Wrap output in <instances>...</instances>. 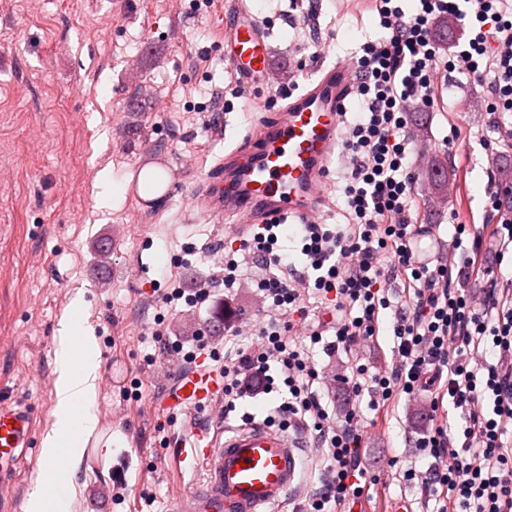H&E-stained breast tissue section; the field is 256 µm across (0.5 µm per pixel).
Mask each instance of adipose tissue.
<instances>
[{
	"mask_svg": "<svg viewBox=\"0 0 512 512\" xmlns=\"http://www.w3.org/2000/svg\"><path fill=\"white\" fill-rule=\"evenodd\" d=\"M54 380L55 421L42 443V458L57 463L53 476L71 486V466L77 465L82 448L98 428L94 403L96 397V346L87 343L81 362H74L71 338L62 334L57 351Z\"/></svg>",
	"mask_w": 512,
	"mask_h": 512,
	"instance_id": "adipose-tissue-1",
	"label": "adipose tissue"
}]
</instances>
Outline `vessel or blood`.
<instances>
[{
	"instance_id": "vessel-or-blood-1",
	"label": "vessel or blood",
	"mask_w": 512,
	"mask_h": 512,
	"mask_svg": "<svg viewBox=\"0 0 512 512\" xmlns=\"http://www.w3.org/2000/svg\"><path fill=\"white\" fill-rule=\"evenodd\" d=\"M232 23L224 55L244 85L270 69L267 36L245 0H229ZM355 77L342 64L319 67L302 92L263 116L248 139L225 150L199 183L195 203L221 223L239 217L235 233L253 224H280L295 216L313 220L327 202L329 164L341 145L340 130ZM222 385L202 366L179 373L165 405L187 413L215 403ZM34 422L24 405L0 401V482L11 480L31 446ZM180 461L201 468L202 488L184 497L183 512H271L301 481V447L283 430L255 423L235 429L192 428Z\"/></svg>"
}]
</instances>
